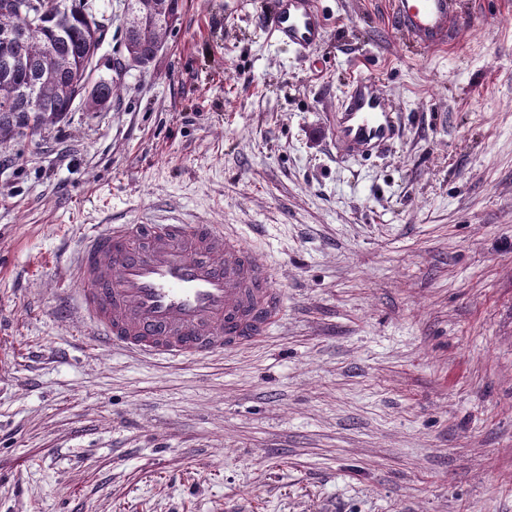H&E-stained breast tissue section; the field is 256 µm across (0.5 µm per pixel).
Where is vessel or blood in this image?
<instances>
[{"label":"vessel or blood","instance_id":"obj_1","mask_svg":"<svg viewBox=\"0 0 512 512\" xmlns=\"http://www.w3.org/2000/svg\"><path fill=\"white\" fill-rule=\"evenodd\" d=\"M398 31L414 47L450 45L466 18L459 0H392ZM315 0H276L270 40L297 51L320 43ZM393 101L369 77L355 79L340 104L336 138L353 155L390 142ZM75 290L66 318L101 346L174 363L210 359L267 336L280 292L255 251L220 224H101L82 235L67 264Z\"/></svg>","mask_w":512,"mask_h":512}]
</instances>
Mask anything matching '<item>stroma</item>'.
<instances>
[{
  "label": "stroma",
  "mask_w": 512,
  "mask_h": 512,
  "mask_svg": "<svg viewBox=\"0 0 512 512\" xmlns=\"http://www.w3.org/2000/svg\"><path fill=\"white\" fill-rule=\"evenodd\" d=\"M308 53L274 0H185L118 101L0 144V512H512V0H463L414 52L389 0H319ZM370 75L400 132L336 111ZM98 224H220L284 297L254 347L197 363L68 324L66 253ZM324 29L315 0H276L266 25L270 40L288 42L299 52L320 43ZM396 112L394 102L371 77L355 79L341 100L336 138L350 154H372L393 139Z\"/></svg>",
  "instance_id": "35a3bbf8"
}]
</instances>
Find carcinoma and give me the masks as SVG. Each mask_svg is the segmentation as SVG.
Here are the masks:
<instances>
[{"instance_id": "obj_1", "label": "carcinoma", "mask_w": 512, "mask_h": 512, "mask_svg": "<svg viewBox=\"0 0 512 512\" xmlns=\"http://www.w3.org/2000/svg\"><path fill=\"white\" fill-rule=\"evenodd\" d=\"M43 13V27L23 30L24 21L13 0H0V141L15 136L24 121L34 132L60 122L72 107L84 81L86 62L96 57L108 29L104 14L91 12L86 3L68 0H27ZM123 47L126 59L147 67L166 45L182 11L183 0H125ZM120 97V82L99 77L85 101L97 112Z\"/></svg>"}]
</instances>
